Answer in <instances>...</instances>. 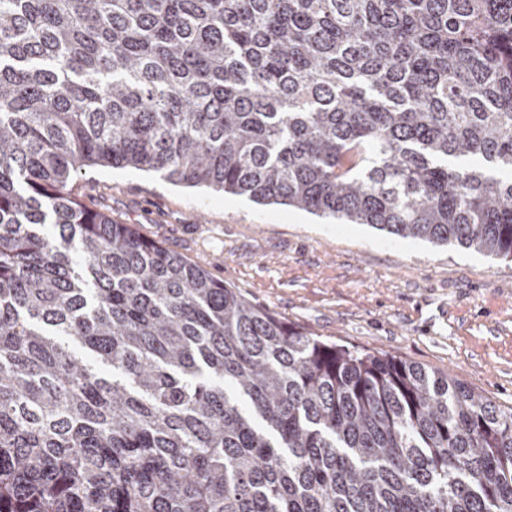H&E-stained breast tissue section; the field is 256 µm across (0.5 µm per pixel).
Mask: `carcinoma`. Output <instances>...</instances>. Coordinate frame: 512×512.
<instances>
[{"mask_svg":"<svg viewBox=\"0 0 512 512\" xmlns=\"http://www.w3.org/2000/svg\"><path fill=\"white\" fill-rule=\"evenodd\" d=\"M88 167L512 259V0H0V512H512V408L288 324Z\"/></svg>","mask_w":512,"mask_h":512,"instance_id":"obj_1","label":"carcinoma"}]
</instances>
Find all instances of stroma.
Wrapping results in <instances>:
<instances>
[{
    "label": "stroma",
    "mask_w": 512,
    "mask_h": 512,
    "mask_svg": "<svg viewBox=\"0 0 512 512\" xmlns=\"http://www.w3.org/2000/svg\"><path fill=\"white\" fill-rule=\"evenodd\" d=\"M71 187L291 325L451 374L512 407L510 260L130 167L83 170Z\"/></svg>",
    "instance_id": "35a3bbf8"
}]
</instances>
